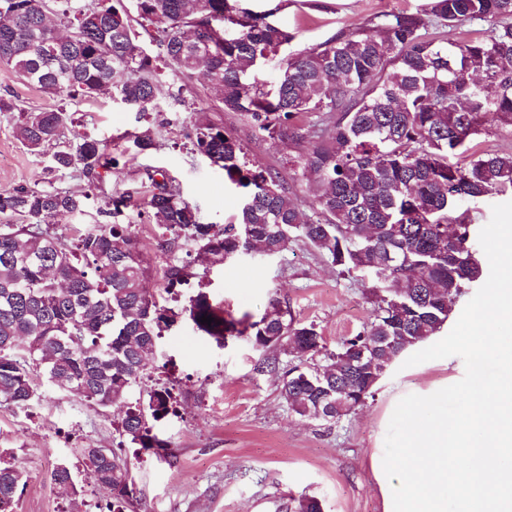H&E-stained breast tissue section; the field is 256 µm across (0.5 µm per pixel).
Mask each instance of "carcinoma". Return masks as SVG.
I'll return each instance as SVG.
<instances>
[{
	"label": "carcinoma",
	"mask_w": 512,
	"mask_h": 512,
	"mask_svg": "<svg viewBox=\"0 0 512 512\" xmlns=\"http://www.w3.org/2000/svg\"><path fill=\"white\" fill-rule=\"evenodd\" d=\"M129 2L0 0V69L62 100L121 103L145 122L132 141L143 153L156 147L150 118L163 111L159 64L176 77L203 65L224 110L302 150L301 175L318 189L316 219L278 176L249 166L241 143L212 123L195 125L187 138L244 189L237 223H201L179 191L150 172L145 217L221 260L251 248L279 256L300 238L341 272L359 273L371 317L336 349L276 298L249 336L259 351L283 348L297 358L280 378L289 410L334 424L365 403L398 355L439 333L451 314L448 301L484 277L462 205L512 191V153L483 150L463 166L448 156L486 123L512 128V0H429L420 11L375 15L289 53L273 86L251 77L293 40L269 20L273 12L243 9L238 0ZM133 13L153 49L138 42ZM482 22L489 28L478 36L452 37L461 25ZM1 112L18 113L29 150H52V171L81 168L88 190L0 192V399L27 410L44 379L101 409L121 402L120 435L170 458L169 443L150 424L175 412L169 390L130 400L150 379L162 331L182 317L219 346L242 332L204 291L176 312L143 288L147 267L125 223L124 200L112 201L111 222L81 224L72 241L51 231L59 216L89 213L100 170L112 169V158L98 139L66 137L71 114L63 106L25 110L1 96ZM192 265L189 259L171 266L169 287L188 283ZM204 316L211 324L201 323ZM81 452L109 492L108 512H128L136 494L128 456L112 448ZM53 480L76 500L68 464L56 467ZM26 483L24 470L0 448V512ZM285 512H323V504L305 496Z\"/></svg>",
	"instance_id": "carcinoma-1"
}]
</instances>
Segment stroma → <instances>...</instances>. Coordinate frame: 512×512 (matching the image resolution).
<instances>
[{
  "mask_svg": "<svg viewBox=\"0 0 512 512\" xmlns=\"http://www.w3.org/2000/svg\"><path fill=\"white\" fill-rule=\"evenodd\" d=\"M427 0H240V7L273 11L274 21L294 33L291 50L315 46L337 31L360 26L375 14L413 11ZM195 105L174 101L175 84L164 75L159 84L162 115L153 117L156 147L133 154L132 137L143 123L109 98L72 104L68 138L102 140L116 164L103 173V190L93 210L107 207L109 196L133 191L126 210L136 217L147 197L139 187L146 172L163 174L199 211L203 223H234L239 191L224 172L193 153L185 137L199 121L224 127L244 146L250 160L278 173L297 195L304 211L315 205V188L298 175L297 152L287 142L261 138L250 121L224 111L208 80L194 75ZM16 114L0 113V191L17 186H54L83 192L87 180L74 170L50 174L49 160L32 154L17 135ZM131 231L148 268L145 286L160 304L181 309L167 292L166 273L184 258L185 244L167 245L158 225L134 222ZM204 290L224 304L228 317L255 322L271 297H278L295 318L314 324L327 348L360 330L371 305L363 282L340 274L330 258L303 241L276 257L241 255L222 264L193 265ZM262 355L242 337L224 346L178 321L159 339L152 357L153 379L172 388L176 414L155 422L154 431L171 443L172 458L161 460L127 448L137 495V512H281L289 499L321 497L324 512H384V500L372 477L370 459L384 447L397 396L411 387L429 388L445 374L464 375L462 358L448 357V369L394 362L373 397L333 426L301 420L279 392L276 373L257 368ZM39 401L27 411L0 400V448L13 449L28 483L15 512H106L109 499L77 455L88 446L115 447L119 406L109 411L83 398L40 385ZM63 462L73 466L81 495L62 497L52 472Z\"/></svg>",
  "mask_w": 512,
  "mask_h": 512,
  "instance_id": "stroma-1",
  "label": "stroma"
}]
</instances>
